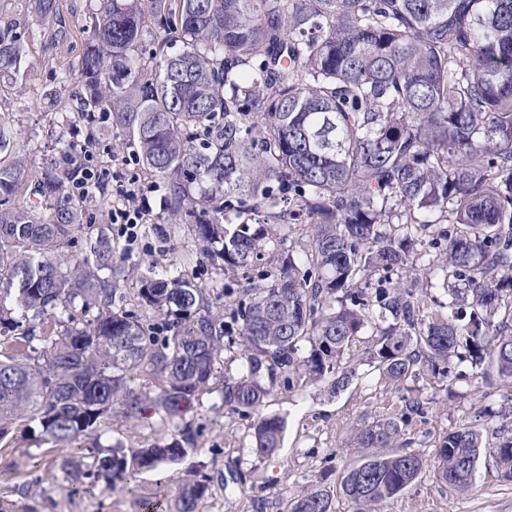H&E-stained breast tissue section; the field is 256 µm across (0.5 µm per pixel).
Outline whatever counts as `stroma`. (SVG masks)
I'll return each mask as SVG.
<instances>
[{"instance_id": "1", "label": "stroma", "mask_w": 512, "mask_h": 512, "mask_svg": "<svg viewBox=\"0 0 512 512\" xmlns=\"http://www.w3.org/2000/svg\"><path fill=\"white\" fill-rule=\"evenodd\" d=\"M91 0H61L60 19L67 40L48 46L36 40L30 46L29 71L22 96H0V112L15 115L25 135L17 142L33 168L53 164L68 168L78 163L84 135L79 124L59 128L62 113L71 111L78 87L61 84L63 72L72 68L87 38L83 30ZM304 226H295L280 244L266 247L248 271L239 273L237 288H251L261 276L274 275L279 252L305 245ZM195 243L183 224H162L146 232L133 259L165 266L178 261ZM368 340H361L348 360L357 375L335 397L321 394L317 385L299 380L277 381L259 409L286 421L278 456H257L249 445L252 416L225 408L219 391L205 395L186 421L195 434L197 450L178 470L161 468L129 476L117 488L98 482L85 492L60 466V453L39 434L15 430L0 440V500L15 512H142L147 500L174 497L187 474L199 471L208 478V490L197 512H288L291 500L303 489L321 485L334 494L335 512H355L356 505L340 487L342 475L367 456V449L352 439L353 427L402 413L407 398L420 397L424 412L408 415V447L426 459L448 432L467 426L493 431L512 407V386L480 381L459 383L453 389L424 379L388 383L367 364ZM156 419L133 426L114 420L102 430L99 443L138 445L166 435ZM242 478L234 493H226L224 480ZM384 512H512V483L502 479L491 462L480 461L475 482L466 493L440 483L432 472L388 501Z\"/></svg>"}]
</instances>
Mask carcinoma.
Segmentation results:
<instances>
[{"mask_svg": "<svg viewBox=\"0 0 512 512\" xmlns=\"http://www.w3.org/2000/svg\"><path fill=\"white\" fill-rule=\"evenodd\" d=\"M77 61L73 115L95 141L98 114L165 187V224L189 225L196 255L162 270L116 250L106 229L70 202L77 167H29L13 116L0 112V438L36 421L76 482L117 488L131 474L180 463L195 450L180 426L211 391L217 362L237 347L224 407L254 411L283 375L357 376L342 361L371 336L369 365L403 382L459 378L464 362L512 384V0H96ZM39 29L58 0H34ZM176 33L146 55L144 4ZM27 42L0 24V92L28 71ZM444 247L417 245L443 223ZM295 224L303 248L279 273L239 292L225 338L210 290L232 282ZM82 239L86 249L66 247ZM208 262L209 288L186 268ZM423 263L448 312L392 279ZM378 280H373V276ZM135 285L133 297L125 292ZM151 381L144 391L136 376ZM166 439L119 443L85 462L66 455L112 420L148 415ZM403 417L353 429L376 452L341 477L357 512H381L428 467L464 493L487 455L512 481V428L486 442L477 426L448 432L434 464L402 449ZM286 424L258 416L250 445L277 455ZM207 477L143 512H197ZM289 512H333L329 490L293 498Z\"/></svg>", "mask_w": 512, "mask_h": 512, "instance_id": "cac0c4a2", "label": "carcinoma"}]
</instances>
